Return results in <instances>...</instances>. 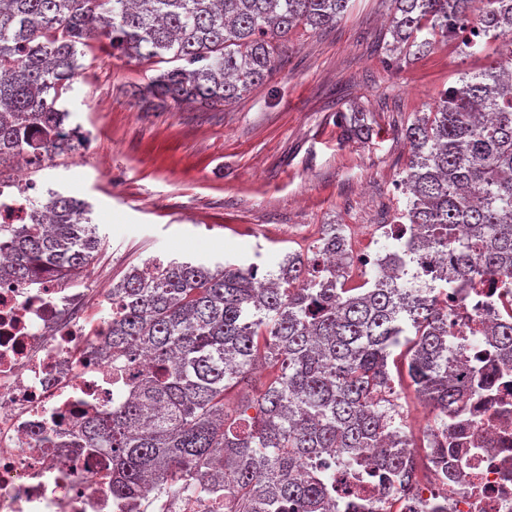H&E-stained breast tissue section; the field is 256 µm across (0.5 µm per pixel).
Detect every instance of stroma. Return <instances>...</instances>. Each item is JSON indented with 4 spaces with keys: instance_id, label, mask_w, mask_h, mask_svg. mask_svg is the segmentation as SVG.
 <instances>
[{
    "instance_id": "stroma-1",
    "label": "stroma",
    "mask_w": 512,
    "mask_h": 512,
    "mask_svg": "<svg viewBox=\"0 0 512 512\" xmlns=\"http://www.w3.org/2000/svg\"><path fill=\"white\" fill-rule=\"evenodd\" d=\"M392 14L391 0H350L336 26L296 27L281 68L217 110L134 97L157 64L92 43L59 102L88 139L31 177L90 205L102 238L92 271L113 284L152 257L264 272L307 253L325 225L388 223L404 206L402 126L482 63L444 41L396 59ZM355 104L365 140L340 124Z\"/></svg>"
}]
</instances>
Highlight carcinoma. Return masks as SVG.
I'll list each match as a JSON object with an SVG mask.
<instances>
[{"label":"carcinoma","mask_w":512,"mask_h":512,"mask_svg":"<svg viewBox=\"0 0 512 512\" xmlns=\"http://www.w3.org/2000/svg\"><path fill=\"white\" fill-rule=\"evenodd\" d=\"M350 0H0V164L25 150L75 151L58 108L89 41L140 62L184 65L138 90L176 105L222 107L277 70L288 33L335 25ZM394 49L412 56L473 23L482 45L498 41L512 61V0H393ZM367 113L341 114L349 136L370 134ZM407 195L400 224L413 241L455 265L436 288L394 284L383 270L336 273L349 263L341 229L323 227L313 257L287 255L255 280V266L170 259L133 267L112 288L118 309L100 352L149 360L134 397L84 423L70 447L112 456V494L140 512L152 490L197 491V479L227 490L228 512H336L327 459L355 468L377 449L373 476L384 485L417 477L407 425L392 417L394 376L407 372L431 405L429 435L443 475L458 458L463 417L477 393L448 343V289L460 280L512 279V72L493 59L468 71L429 112L405 128ZM41 211L49 225L21 224L0 274L74 281L102 239L85 203L54 193ZM467 240L455 237L456 228ZM491 330L512 350V302ZM275 374L254 399L230 406L258 363Z\"/></svg>","instance_id":"obj_1"}]
</instances>
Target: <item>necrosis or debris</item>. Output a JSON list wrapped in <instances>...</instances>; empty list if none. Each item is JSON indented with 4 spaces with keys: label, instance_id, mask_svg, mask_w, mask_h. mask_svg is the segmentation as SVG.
Wrapping results in <instances>:
<instances>
[{
    "label": "necrosis or debris",
    "instance_id": "obj_1",
    "mask_svg": "<svg viewBox=\"0 0 512 512\" xmlns=\"http://www.w3.org/2000/svg\"><path fill=\"white\" fill-rule=\"evenodd\" d=\"M38 193L26 171L0 180V229L34 223ZM369 232L376 245L359 255L361 269L394 268L402 283L440 263L434 253L412 250L417 225H406L394 247L390 225L373 224ZM451 294V343L461 364L491 377L492 388L468 407L466 445L459 463L449 466L447 482L413 481L386 492L362 482L361 500L373 512L412 498L425 507L440 491L448 512H512V364L478 342L508 296L497 285ZM114 309L111 290L92 276L70 288L48 277L0 281V512H128L107 489L111 460L87 457L70 445L85 420L131 394L147 365L97 353ZM223 505V492L211 489L190 499L159 494L148 507L221 512Z\"/></svg>",
    "mask_w": 512,
    "mask_h": 512
}]
</instances>
